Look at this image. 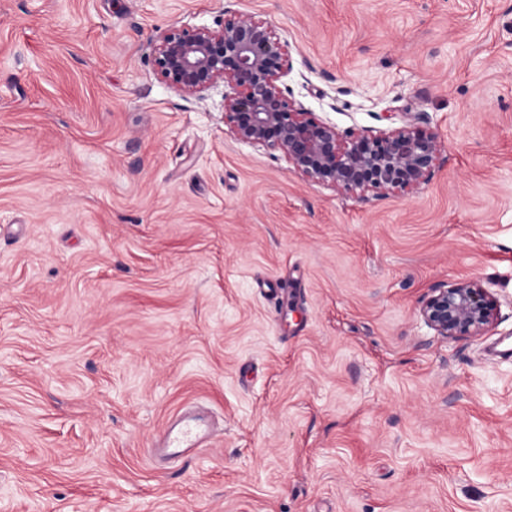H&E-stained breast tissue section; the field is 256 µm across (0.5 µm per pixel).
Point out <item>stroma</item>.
<instances>
[{"instance_id": "1", "label": "stroma", "mask_w": 512, "mask_h": 512, "mask_svg": "<svg viewBox=\"0 0 512 512\" xmlns=\"http://www.w3.org/2000/svg\"><path fill=\"white\" fill-rule=\"evenodd\" d=\"M228 8L337 129L426 118L432 180L338 192L159 79ZM460 280L496 319L445 339ZM0 512H512V0H0ZM420 314L438 336H476L493 324L496 304L478 281L447 282L432 288ZM208 435L198 417L184 414L166 426L157 450L168 457H179L206 443Z\"/></svg>"}]
</instances>
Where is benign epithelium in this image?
<instances>
[{
    "instance_id": "benign-epithelium-1",
    "label": "benign epithelium",
    "mask_w": 512,
    "mask_h": 512,
    "mask_svg": "<svg viewBox=\"0 0 512 512\" xmlns=\"http://www.w3.org/2000/svg\"><path fill=\"white\" fill-rule=\"evenodd\" d=\"M150 50L158 76L185 96L224 86V126L236 140L340 192L417 190L443 158L438 134L415 121L379 134L340 131L290 98L281 80L291 57L263 19L226 10L215 28L163 30ZM420 314L439 336H476L493 324L496 304L475 280L447 282L431 288Z\"/></svg>"
}]
</instances>
